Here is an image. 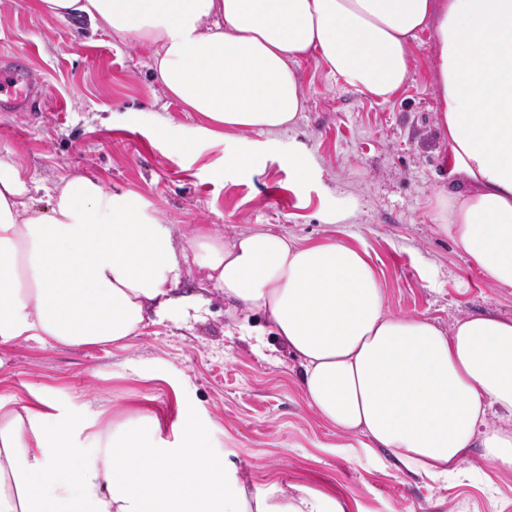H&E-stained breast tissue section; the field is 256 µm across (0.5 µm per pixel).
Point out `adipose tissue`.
<instances>
[{
    "mask_svg": "<svg viewBox=\"0 0 512 512\" xmlns=\"http://www.w3.org/2000/svg\"><path fill=\"white\" fill-rule=\"evenodd\" d=\"M155 49L169 94L205 120L200 134L273 133L294 123L308 56L382 100L400 89L418 32L433 29L440 127L465 193L438 199L440 229L486 278L512 287V0H39ZM32 180L0 159V340L121 344L181 306L185 268L225 301L262 314L303 370L306 400L343 434L391 451L431 482L472 449L512 470V320L450 328L387 313L366 250L267 231L199 228L175 246L130 191L61 178L46 210ZM0 400V512H345L314 489L247 497L224 465L201 467L208 431L185 423L167 446L157 422L86 427L42 394ZM100 451L91 462L85 451Z\"/></svg>",
    "mask_w": 512,
    "mask_h": 512,
    "instance_id": "1",
    "label": "adipose tissue"
}]
</instances>
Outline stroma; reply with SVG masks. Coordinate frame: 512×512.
Masks as SVG:
<instances>
[{
	"label": "stroma",
	"instance_id": "35a3bbf8",
	"mask_svg": "<svg viewBox=\"0 0 512 512\" xmlns=\"http://www.w3.org/2000/svg\"><path fill=\"white\" fill-rule=\"evenodd\" d=\"M3 55L26 57L49 100L31 127L0 110V158L42 184L36 208L46 207L61 177L84 174L135 192L177 243L201 224L227 237L271 231L337 240L368 252L389 314L445 328L465 315L512 320V288L486 278L435 220L436 198L466 186L438 125L432 30L413 41L410 74L388 100L357 92L311 56L296 66L306 101L293 124L226 140L198 133L201 118L168 95L149 46L87 18L42 13L37 0H0ZM162 123L183 140L180 158L157 138ZM298 148L310 160L302 183L288 162ZM235 151L263 154L264 168H225V154ZM175 293L198 303L150 316L119 345L0 342V396L20 408L41 392L100 424L152 418L170 442L183 423H203L205 462L233 463L251 491L275 482L323 490L347 512H512V470L481 449L445 483L396 469L385 450L319 419L298 361L261 315L233 311L204 269L185 270Z\"/></svg>",
	"mask_w": 512,
	"mask_h": 512
}]
</instances>
